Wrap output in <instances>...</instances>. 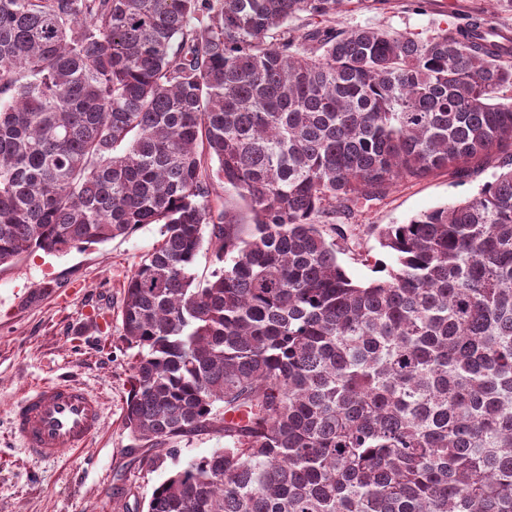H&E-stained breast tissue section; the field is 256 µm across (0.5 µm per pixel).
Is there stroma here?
<instances>
[{
	"mask_svg": "<svg viewBox=\"0 0 512 512\" xmlns=\"http://www.w3.org/2000/svg\"><path fill=\"white\" fill-rule=\"evenodd\" d=\"M482 13L512 34V0H345L332 24L384 28L427 38L447 22ZM494 165L467 180L442 172L402 184L366 205L358 242L339 261L355 282L381 278L390 264L371 225L402 224L417 213L476 195ZM162 239L147 224L131 234L64 252L33 250L0 266V512H145L156 486L190 460L224 445L214 430L182 440L176 458L148 468L123 424L135 351L123 338L126 283ZM67 379L103 403L101 428L83 452L61 462L29 458L10 421L34 385Z\"/></svg>",
	"mask_w": 512,
	"mask_h": 512,
	"instance_id": "35a3bbf8",
	"label": "stroma"
}]
</instances>
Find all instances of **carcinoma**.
Instances as JSON below:
<instances>
[{
	"label": "carcinoma",
	"mask_w": 512,
	"mask_h": 512,
	"mask_svg": "<svg viewBox=\"0 0 512 512\" xmlns=\"http://www.w3.org/2000/svg\"><path fill=\"white\" fill-rule=\"evenodd\" d=\"M342 2L0 0V266L161 225L124 424L169 457L224 434L146 512H512V36L338 29ZM493 156L370 226L387 277L346 274L367 203Z\"/></svg>",
	"instance_id": "obj_1"
}]
</instances>
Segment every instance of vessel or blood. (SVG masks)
I'll return each instance as SVG.
<instances>
[{"label":"vessel or blood","instance_id":"1","mask_svg":"<svg viewBox=\"0 0 512 512\" xmlns=\"http://www.w3.org/2000/svg\"><path fill=\"white\" fill-rule=\"evenodd\" d=\"M103 404L68 380L42 384L14 407L11 424L27 455L59 461L81 451L100 428Z\"/></svg>","mask_w":512,"mask_h":512}]
</instances>
